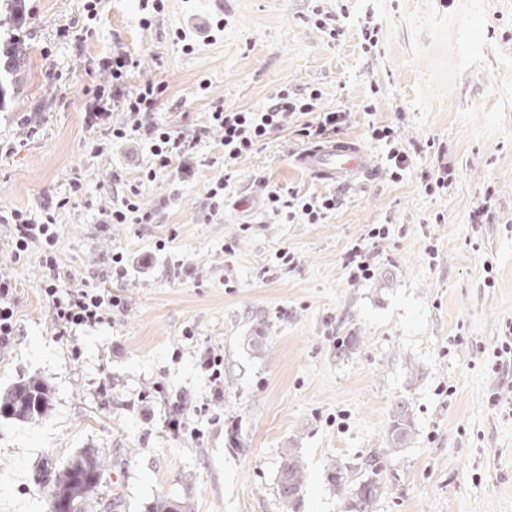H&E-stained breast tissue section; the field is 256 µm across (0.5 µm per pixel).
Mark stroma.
Listing matches in <instances>:
<instances>
[{"label": "stroma", "mask_w": 512, "mask_h": 512, "mask_svg": "<svg viewBox=\"0 0 512 512\" xmlns=\"http://www.w3.org/2000/svg\"><path fill=\"white\" fill-rule=\"evenodd\" d=\"M83 5L22 0V19L0 12V46L21 41L27 58L23 86L0 110V213L56 206L60 279L110 288L125 306L58 335L38 249L15 260L14 228L0 222V274L20 326L0 348V394L35 377L53 392L38 419L0 418V512H49L41 472L84 448L104 465L93 512H151L160 498L183 512H281L277 474L290 448L308 476L295 512H346L325 469L362 470L373 455L384 486L376 512H512V413L490 400L506 384L492 350L512 324V0H322L345 28L334 43L313 25L311 0H224L220 11L167 0L148 29L138 0H102L90 24ZM219 17L223 31L211 32ZM368 21L382 26L371 54ZM80 22L82 43L59 37ZM116 46L137 63L132 84L165 86L154 122L197 142L143 189L152 224L98 221L152 162L146 143L108 146L84 120V89ZM284 86L320 88L322 109L347 112L337 138L366 150L367 171L322 179L296 161L301 135L279 131L239 160L224 216L210 218L224 147L209 112L262 107ZM372 122L398 127L409 148L402 180L387 175ZM441 160L456 179L426 193ZM274 189L332 194L338 206L319 224L289 221L264 209ZM487 197L488 219L471 223ZM373 224L390 230L375 245ZM358 243L369 244L374 275L353 282L343 258ZM283 248L293 264L278 260ZM118 252L134 260L121 279L111 275ZM350 336L355 349L339 352ZM210 350L224 356L220 397L201 367ZM400 402L414 430L395 450ZM178 404L180 435L168 426Z\"/></svg>", "instance_id": "stroma-1"}]
</instances>
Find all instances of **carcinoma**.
Listing matches in <instances>:
<instances>
[{
    "instance_id": "cac0c4a2",
    "label": "carcinoma",
    "mask_w": 512,
    "mask_h": 512,
    "mask_svg": "<svg viewBox=\"0 0 512 512\" xmlns=\"http://www.w3.org/2000/svg\"><path fill=\"white\" fill-rule=\"evenodd\" d=\"M0 55L6 59L4 75L0 77V104L8 89L20 83L26 67V53L22 45L13 42L6 45ZM51 387L45 381H21L0 397V416L20 420H31L41 416L49 407ZM413 419L404 403L396 405L390 425V445L402 448L413 434ZM379 457H369L373 477H356L331 463L326 470V479L337 494L345 497L349 512H374V507L383 493V485L374 478L379 470ZM103 478V465L99 453L81 450L73 454L54 474L51 480V498L65 503V512H87L90 498L98 491ZM304 460L295 449L284 454L278 476V495L282 512H293L294 505L306 483Z\"/></svg>"
}]
</instances>
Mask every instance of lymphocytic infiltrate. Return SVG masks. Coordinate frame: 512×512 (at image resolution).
Masks as SVG:
<instances>
[{
    "instance_id": "obj_1",
    "label": "lymphocytic infiltrate",
    "mask_w": 512,
    "mask_h": 512,
    "mask_svg": "<svg viewBox=\"0 0 512 512\" xmlns=\"http://www.w3.org/2000/svg\"><path fill=\"white\" fill-rule=\"evenodd\" d=\"M135 66L130 53L121 47L100 59L98 71L102 80L88 91L84 106L85 121L92 127L108 120L113 108H122L126 119L110 126V137L115 140L145 137L150 141L153 156L151 166L137 183L129 186L120 204L102 210L101 221L105 224L154 223V213L142 209L139 203L142 186L154 182L171 167L175 157L188 154L194 147L193 142L172 137L165 128L150 122L149 116L165 88L150 80L129 88V78ZM320 97L321 92L316 88L297 93L284 87L261 108L232 110L222 107L210 112L209 124L222 136L225 171L224 177L217 179L207 192L212 217L218 218L224 213L227 174L233 172L238 160L258 149L272 132L295 124L300 134L316 145L322 143L326 135L340 129L346 119L345 112L320 110ZM265 205L273 215L289 219L300 215L308 223L317 224L335 210L337 200L332 196L300 197L275 189L267 193ZM5 220L14 226L15 258L24 259L30 245H38L43 267L52 272L51 277L42 281L40 291L53 310L60 335H69L82 326L109 322L114 309L123 306L122 296L112 293L111 289L84 281L63 283L55 277L60 231L52 210H45L42 217L36 218L17 209L7 214Z\"/></svg>"
}]
</instances>
